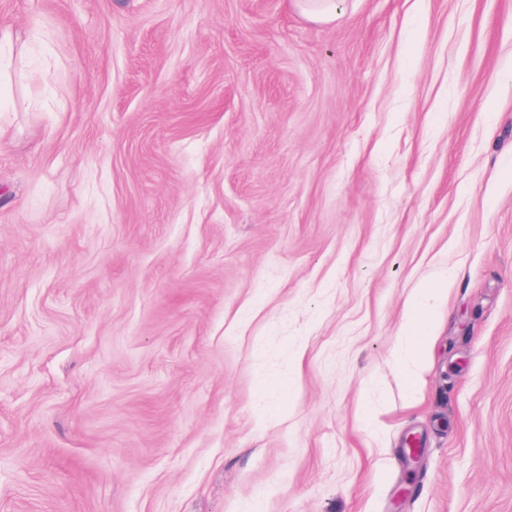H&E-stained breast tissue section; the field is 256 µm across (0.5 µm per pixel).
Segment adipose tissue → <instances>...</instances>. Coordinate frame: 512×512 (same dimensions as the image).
Returning <instances> with one entry per match:
<instances>
[{"label":"adipose tissue","mask_w":512,"mask_h":512,"mask_svg":"<svg viewBox=\"0 0 512 512\" xmlns=\"http://www.w3.org/2000/svg\"><path fill=\"white\" fill-rule=\"evenodd\" d=\"M448 275H440L425 281L414 300L407 306L409 311L405 333L411 338L409 346L399 356L408 385H415L423 357L433 340V317L437 305L448 285Z\"/></svg>","instance_id":"1"}]
</instances>
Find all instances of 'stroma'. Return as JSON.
I'll list each match as a JSON object with an SVG mask.
<instances>
[{
    "label": "stroma",
    "mask_w": 512,
    "mask_h": 512,
    "mask_svg": "<svg viewBox=\"0 0 512 512\" xmlns=\"http://www.w3.org/2000/svg\"><path fill=\"white\" fill-rule=\"evenodd\" d=\"M337 8L0 0V512H512V0ZM297 8L308 18L322 23L336 18L335 0H296ZM451 272L425 281L419 288L417 296L407 306L409 311L405 323V336L413 340L399 356L403 365V374L410 387L417 382L422 358L426 355L434 340L433 317L436 306L441 302L442 295L447 291Z\"/></svg>",
    "instance_id": "obj_1"
}]
</instances>
